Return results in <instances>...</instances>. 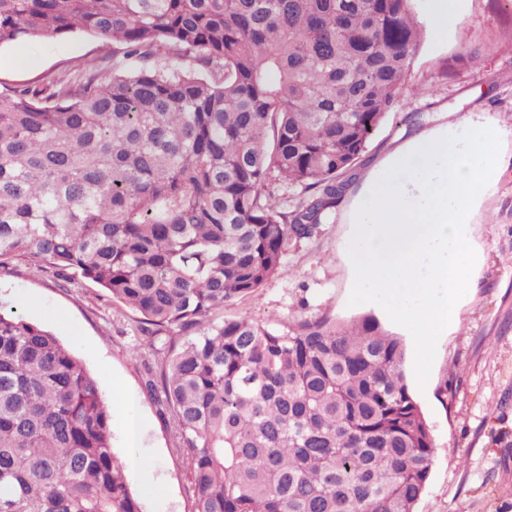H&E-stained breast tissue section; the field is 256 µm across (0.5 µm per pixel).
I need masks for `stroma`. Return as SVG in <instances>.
Here are the masks:
<instances>
[{
    "label": "stroma",
    "instance_id": "obj_1",
    "mask_svg": "<svg viewBox=\"0 0 512 512\" xmlns=\"http://www.w3.org/2000/svg\"><path fill=\"white\" fill-rule=\"evenodd\" d=\"M424 37L405 87L373 132L359 173L420 129L490 115L506 129L512 155V0H469L466 12L437 37L427 0H414ZM98 40L76 33L62 40L0 48V83H30L100 56ZM349 210L338 205L311 238L291 243L283 271L252 295L225 304L214 322L249 317L285 331L300 319L341 322L373 314L349 306L354 273L341 256ZM482 249L477 285L461 301L459 321L440 337L426 385L407 354L409 391L430 427L436 453L415 512H512V166L466 228ZM0 309L14 310L67 345L97 380L112 414V446L126 463V481L142 512H195L190 463L179 450L172 412L148 388L171 347L148 346L137 315L90 280H61L52 271L13 262L0 272Z\"/></svg>",
    "mask_w": 512,
    "mask_h": 512
}]
</instances>
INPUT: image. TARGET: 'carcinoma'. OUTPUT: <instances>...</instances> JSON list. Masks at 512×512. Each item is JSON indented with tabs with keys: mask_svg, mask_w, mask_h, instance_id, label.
<instances>
[{
	"mask_svg": "<svg viewBox=\"0 0 512 512\" xmlns=\"http://www.w3.org/2000/svg\"><path fill=\"white\" fill-rule=\"evenodd\" d=\"M77 31L112 75L90 57L0 88V268L80 275L151 338L193 335L148 386L195 512H415L435 448L400 337L208 323L355 182L423 40L413 0H0V48ZM0 512H142L97 380L1 310Z\"/></svg>",
	"mask_w": 512,
	"mask_h": 512,
	"instance_id": "obj_1",
	"label": "carcinoma"
}]
</instances>
